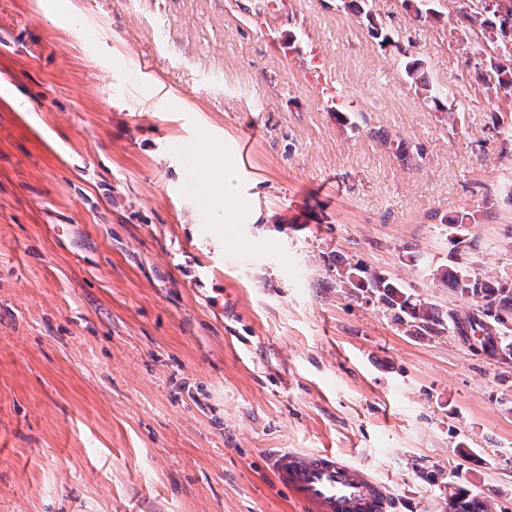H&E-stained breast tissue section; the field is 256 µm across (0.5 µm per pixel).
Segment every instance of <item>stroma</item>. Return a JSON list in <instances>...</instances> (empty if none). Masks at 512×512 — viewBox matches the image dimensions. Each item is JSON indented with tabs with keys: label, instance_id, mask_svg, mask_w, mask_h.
<instances>
[{
	"label": "stroma",
	"instance_id": "obj_1",
	"mask_svg": "<svg viewBox=\"0 0 512 512\" xmlns=\"http://www.w3.org/2000/svg\"><path fill=\"white\" fill-rule=\"evenodd\" d=\"M358 2L0 0V512H302L282 448L342 452L393 512H448L459 486L512 512V364L334 272L464 312L422 274L463 210L468 267L512 271V97L460 0L437 20L371 0L388 43ZM205 137L236 171L228 214L192 176ZM421 68V62L418 59H409L403 62V70L405 77L411 82V86L414 85L416 90L420 91L422 95H424V99L427 101L433 102V104L445 110V106L441 108L442 105L441 98H448V92L443 93L440 90L433 88L429 83L422 80L419 77V71ZM336 279L345 288L369 293L393 310L400 320L407 318L419 335H431L450 328L439 311L428 301L420 300L400 278H390L367 267L340 268L336 263Z\"/></svg>",
	"mask_w": 512,
	"mask_h": 512
}]
</instances>
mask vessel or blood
Returning a JSON list of instances; mask_svg holds the SVG:
<instances>
[{"label": "vessel or blood", "instance_id": "obj_1", "mask_svg": "<svg viewBox=\"0 0 512 512\" xmlns=\"http://www.w3.org/2000/svg\"><path fill=\"white\" fill-rule=\"evenodd\" d=\"M269 468L308 512H390L393 504L385 485L330 448L283 449L270 456Z\"/></svg>", "mask_w": 512, "mask_h": 512}]
</instances>
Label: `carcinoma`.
I'll list each match as a JSON object with an SVG mask.
<instances>
[{
  "instance_id": "1",
  "label": "carcinoma",
  "mask_w": 512,
  "mask_h": 512,
  "mask_svg": "<svg viewBox=\"0 0 512 512\" xmlns=\"http://www.w3.org/2000/svg\"><path fill=\"white\" fill-rule=\"evenodd\" d=\"M413 6L418 18L438 19L440 13L434 7L435 0H407ZM485 5L481 11L468 12L462 10V17L470 23L481 27L489 24L483 13L490 12L498 16L501 8H507L512 14V0H483ZM476 53L483 56L482 62L497 70L499 86L512 94V69L504 68L497 59L479 47ZM421 62L409 59L403 62L405 77L416 90L424 95V99L433 102L437 107L448 94L430 86L419 77ZM440 223L448 225L454 233L451 242L459 241V235L467 231V226L476 223L474 214L460 212L453 217L444 216ZM428 279L437 287L450 289L459 300L470 308L465 317L455 313L448 315L449 322H444L439 311L428 301L421 300L411 292L400 278H390L380 272L371 271L366 267L336 268V279L346 288L369 293L378 298L399 319H407L416 328L419 335L441 333L452 326L459 335L469 330L472 334H481V348L488 350L490 356L504 362L512 360V325L491 315L493 310H501L512 314V272L506 271L492 275L471 272L466 269L459 255L453 257L451 263L439 265L427 272ZM448 512H489L484 500L470 494L469 490L458 487L448 497Z\"/></svg>"
}]
</instances>
